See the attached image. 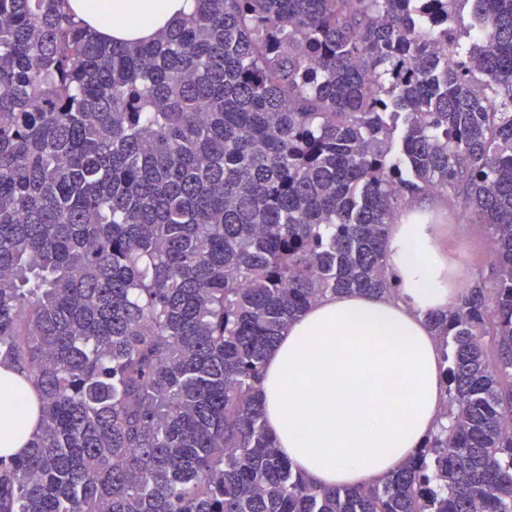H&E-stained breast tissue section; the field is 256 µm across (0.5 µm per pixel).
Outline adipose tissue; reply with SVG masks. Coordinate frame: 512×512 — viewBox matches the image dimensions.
<instances>
[{"label":"adipose tissue","mask_w":512,"mask_h":512,"mask_svg":"<svg viewBox=\"0 0 512 512\" xmlns=\"http://www.w3.org/2000/svg\"><path fill=\"white\" fill-rule=\"evenodd\" d=\"M102 41L135 42L175 26L195 0H68ZM425 208L391 225L393 297L330 295L293 320L269 352L260 392L279 452L319 489L382 483L436 430L444 404L441 341L428 317L460 293L447 227ZM39 423L0 407V454L23 452Z\"/></svg>","instance_id":"adipose-tissue-1"}]
</instances>
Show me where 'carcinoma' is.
I'll list each match as a JSON object with an SVG mask.
<instances>
[{"instance_id": "cac0c4a2", "label": "carcinoma", "mask_w": 512, "mask_h": 512, "mask_svg": "<svg viewBox=\"0 0 512 512\" xmlns=\"http://www.w3.org/2000/svg\"><path fill=\"white\" fill-rule=\"evenodd\" d=\"M65 2L0 0V366L40 414L0 512H512V0H196L138 44ZM428 193L495 243L429 319L444 422L314 488L267 352L329 294H395L388 226Z\"/></svg>"}]
</instances>
